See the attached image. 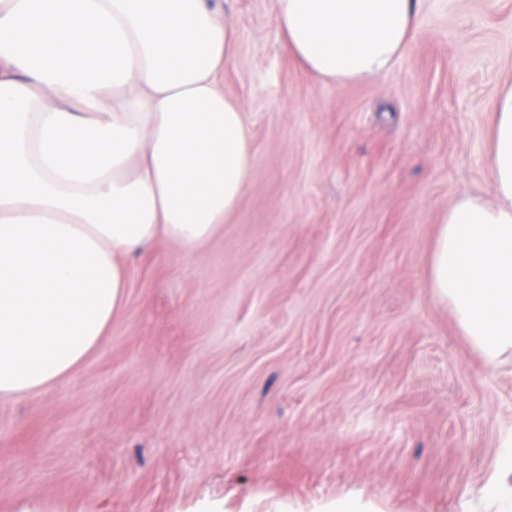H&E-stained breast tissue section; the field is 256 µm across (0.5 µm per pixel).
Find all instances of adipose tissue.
Returning <instances> with one entry per match:
<instances>
[{
	"instance_id": "ef3b65f1",
	"label": "adipose tissue",
	"mask_w": 512,
	"mask_h": 512,
	"mask_svg": "<svg viewBox=\"0 0 512 512\" xmlns=\"http://www.w3.org/2000/svg\"><path fill=\"white\" fill-rule=\"evenodd\" d=\"M292 53L323 81L389 72L416 0H274ZM238 36L223 0H0V396L67 378L121 306L123 257L192 250L252 173L224 93ZM492 199L443 214L429 286L487 363L512 356V84L492 111ZM512 512V451L480 489Z\"/></svg>"
}]
</instances>
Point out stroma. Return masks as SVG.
<instances>
[{
    "label": "stroma",
    "mask_w": 512,
    "mask_h": 512,
    "mask_svg": "<svg viewBox=\"0 0 512 512\" xmlns=\"http://www.w3.org/2000/svg\"><path fill=\"white\" fill-rule=\"evenodd\" d=\"M224 18L252 176L195 251L124 257L67 379L0 398V512H481L512 358L486 365L429 280L444 212L492 195L512 0H421L392 69L346 85L290 53L274 0Z\"/></svg>",
    "instance_id": "obj_1"
}]
</instances>
